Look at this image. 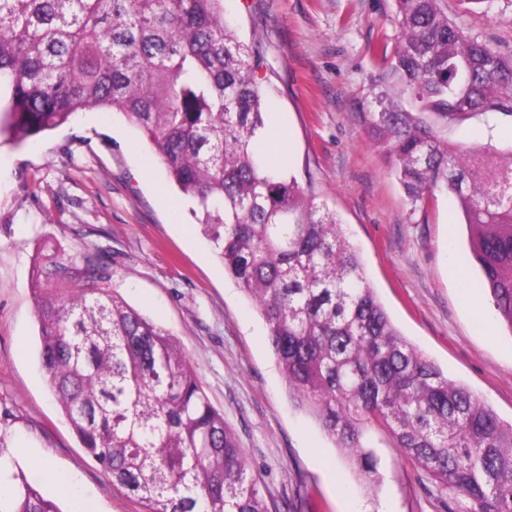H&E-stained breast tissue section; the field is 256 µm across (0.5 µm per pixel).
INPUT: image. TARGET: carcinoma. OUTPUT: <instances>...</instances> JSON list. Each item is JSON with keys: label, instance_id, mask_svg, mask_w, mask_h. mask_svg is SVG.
Segmentation results:
<instances>
[{"label": "carcinoma", "instance_id": "carcinoma-1", "mask_svg": "<svg viewBox=\"0 0 512 512\" xmlns=\"http://www.w3.org/2000/svg\"><path fill=\"white\" fill-rule=\"evenodd\" d=\"M398 34L371 56L410 108L363 113L407 200L444 188L488 294L512 332V147H463L445 126L512 116V49L472 34L445 0H395ZM264 59L224 0H0V136L20 145L84 111L135 126L194 201L213 254L254 303L295 405L373 479L384 433L463 512H512V423L406 339L335 211L257 151ZM96 252L33 260L48 387L80 445L140 512H271L245 453L176 338L112 291ZM0 417V512H61L13 459Z\"/></svg>", "mask_w": 512, "mask_h": 512}]
</instances>
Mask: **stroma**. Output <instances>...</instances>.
<instances>
[{
    "mask_svg": "<svg viewBox=\"0 0 512 512\" xmlns=\"http://www.w3.org/2000/svg\"><path fill=\"white\" fill-rule=\"evenodd\" d=\"M395 0H224L256 40L270 100L267 132L280 162L335 210L399 331L445 374L512 422V333L466 295L476 270L452 196L411 207L362 112L369 93L403 101L397 75L370 57L396 36ZM470 32L512 47V0L466 17ZM452 143L512 146V117L489 113L441 128ZM142 134L117 112H83L21 146L0 144V415L15 420L10 450L50 496L69 478L92 512L139 504L80 447L38 362L30 285L40 244L90 248L112 264L111 287L176 337L210 403L223 411L250 472L277 512H448V495L381 435L370 486L316 422L289 400L265 322L224 272Z\"/></svg>",
    "mask_w": 512,
    "mask_h": 512,
    "instance_id": "35a3bbf8",
    "label": "stroma"
}]
</instances>
